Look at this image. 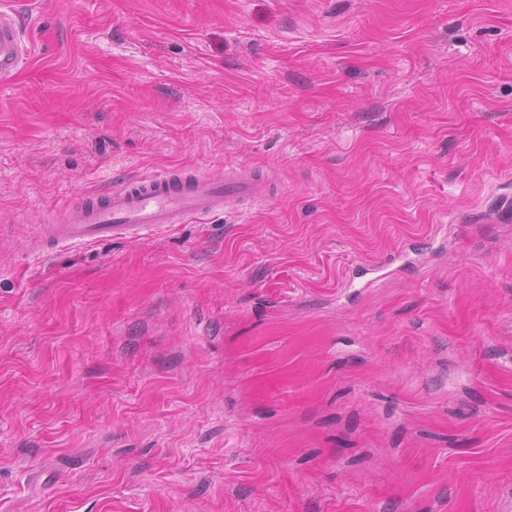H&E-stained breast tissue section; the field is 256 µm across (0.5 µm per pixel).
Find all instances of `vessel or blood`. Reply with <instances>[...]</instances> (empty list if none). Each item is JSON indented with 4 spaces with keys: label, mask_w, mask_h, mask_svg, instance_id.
<instances>
[{
    "label": "vessel or blood",
    "mask_w": 512,
    "mask_h": 512,
    "mask_svg": "<svg viewBox=\"0 0 512 512\" xmlns=\"http://www.w3.org/2000/svg\"><path fill=\"white\" fill-rule=\"evenodd\" d=\"M29 50L12 0H0V79L13 77ZM272 178L228 169L216 180L184 169L138 177L64 210L48 225L42 246L89 245L126 235L146 236L174 224L205 219L244 203L268 200Z\"/></svg>",
    "instance_id": "1"
}]
</instances>
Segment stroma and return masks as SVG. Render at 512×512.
I'll list each match as a JSON object with an SVG mask.
<instances>
[{"instance_id": "stroma-1", "label": "stroma", "mask_w": 512, "mask_h": 512, "mask_svg": "<svg viewBox=\"0 0 512 512\" xmlns=\"http://www.w3.org/2000/svg\"><path fill=\"white\" fill-rule=\"evenodd\" d=\"M21 12L0 512H512V0ZM231 166L278 193L30 248L129 178Z\"/></svg>"}]
</instances>
